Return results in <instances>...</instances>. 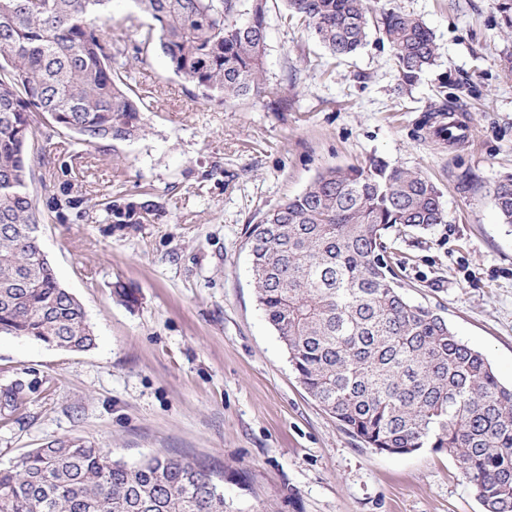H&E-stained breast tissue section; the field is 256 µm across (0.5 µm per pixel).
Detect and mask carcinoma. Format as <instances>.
I'll use <instances>...</instances> for the list:
<instances>
[{"instance_id": "cac0c4a2", "label": "carcinoma", "mask_w": 512, "mask_h": 512, "mask_svg": "<svg viewBox=\"0 0 512 512\" xmlns=\"http://www.w3.org/2000/svg\"><path fill=\"white\" fill-rule=\"evenodd\" d=\"M111 0H0V334L65 351L95 346L81 302L39 246L47 207L92 219L86 180L47 136L74 144L131 141L151 103L133 73L157 46L170 70L207 102L269 96L264 57L270 0H133L151 23L133 47L107 15ZM331 57H351L376 30L407 84L434 64V35L419 17L371 0H280ZM491 194L512 226V174ZM114 224L159 210L148 194L120 195ZM442 193L423 173L372 159L327 167L299 194L263 213L248 233L256 295L307 392L366 447L388 454L446 451L483 512H512V387L448 320L408 300L391 262L389 231L446 222ZM28 401L23 382L0 387L9 419ZM0 512H224L210 473L164 453L136 463L80 437L51 440L0 468Z\"/></svg>"}]
</instances>
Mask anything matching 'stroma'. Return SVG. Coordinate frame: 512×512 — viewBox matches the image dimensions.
Instances as JSON below:
<instances>
[{
  "mask_svg": "<svg viewBox=\"0 0 512 512\" xmlns=\"http://www.w3.org/2000/svg\"><path fill=\"white\" fill-rule=\"evenodd\" d=\"M432 29L435 64L400 86L388 45L371 34L344 61L277 10L265 78L288 99L206 104L150 51L136 80L153 105L138 140L89 147L97 207L42 224L39 245L82 303L97 340L68 352L0 335V387L30 383L0 420V467L54 439L81 437L133 463L162 452L222 476L226 512H481L448 452L365 447L307 393L256 300L247 228L328 166L373 156L428 174L447 221L391 232L415 304L446 317L512 383V227L489 193L512 172V38L501 0H389ZM447 101L468 140L433 136ZM120 167H113V157ZM162 208L140 224L103 208L118 190ZM123 282L136 303H118Z\"/></svg>",
  "mask_w": 512,
  "mask_h": 512,
  "instance_id": "obj_1",
  "label": "stroma"
}]
</instances>
